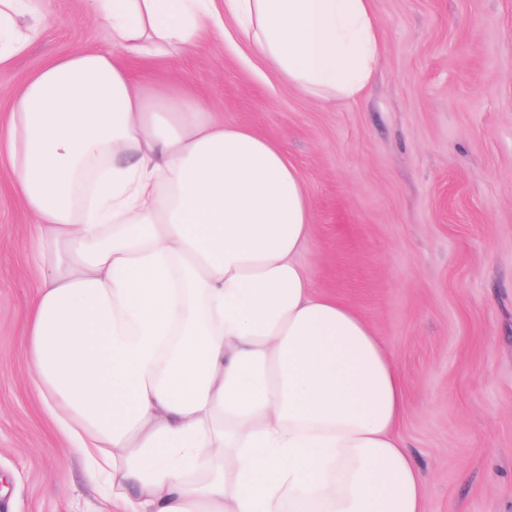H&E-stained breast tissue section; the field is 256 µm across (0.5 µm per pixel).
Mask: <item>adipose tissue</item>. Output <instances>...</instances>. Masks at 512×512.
Instances as JSON below:
<instances>
[{
	"instance_id": "adipose-tissue-1",
	"label": "adipose tissue",
	"mask_w": 512,
	"mask_h": 512,
	"mask_svg": "<svg viewBox=\"0 0 512 512\" xmlns=\"http://www.w3.org/2000/svg\"><path fill=\"white\" fill-rule=\"evenodd\" d=\"M111 50L10 95L0 176L44 274L20 344L65 445L123 512H426L397 429L401 378L370 322L311 288L312 209L283 150L182 86L133 80L231 16L287 86L362 95L373 0H85ZM43 0H0V66Z\"/></svg>"
}]
</instances>
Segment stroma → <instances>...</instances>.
<instances>
[{"mask_svg":"<svg viewBox=\"0 0 512 512\" xmlns=\"http://www.w3.org/2000/svg\"><path fill=\"white\" fill-rule=\"evenodd\" d=\"M374 8L381 63L355 100L287 88L229 18L159 76L298 169L313 211L299 260L383 336L428 512H512V0ZM110 46L84 0H45L28 50L0 68V124L47 61ZM31 236L0 177V512H117L62 444L19 345L40 279Z\"/></svg>","mask_w":512,"mask_h":512,"instance_id":"1","label":"stroma"}]
</instances>
